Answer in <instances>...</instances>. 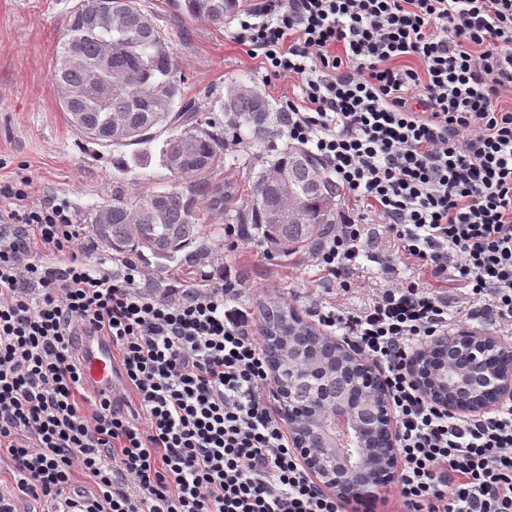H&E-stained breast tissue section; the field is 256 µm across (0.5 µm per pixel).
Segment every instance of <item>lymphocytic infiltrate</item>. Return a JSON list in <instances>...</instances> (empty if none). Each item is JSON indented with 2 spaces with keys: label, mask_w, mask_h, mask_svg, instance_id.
I'll use <instances>...</instances> for the list:
<instances>
[{
  "label": "lymphocytic infiltrate",
  "mask_w": 512,
  "mask_h": 512,
  "mask_svg": "<svg viewBox=\"0 0 512 512\" xmlns=\"http://www.w3.org/2000/svg\"><path fill=\"white\" fill-rule=\"evenodd\" d=\"M268 75L297 79L286 132L387 225L428 280L365 311L313 312L376 366L398 426L401 512H512V402L461 416L415 385L410 358L461 318L512 335V0H267L241 20ZM420 69L405 66V59ZM0 181V512H344L306 471L263 394L269 364L238 283L185 297L136 288L138 266H91L64 204ZM356 222L315 254L343 279ZM461 291L451 309L440 284ZM107 337L134 401L84 394L80 336ZM88 479L76 487L75 471Z\"/></svg>",
  "instance_id": "obj_1"
}]
</instances>
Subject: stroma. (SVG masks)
Wrapping results in <instances>:
<instances>
[{"label":"stroma","mask_w":512,"mask_h":512,"mask_svg":"<svg viewBox=\"0 0 512 512\" xmlns=\"http://www.w3.org/2000/svg\"><path fill=\"white\" fill-rule=\"evenodd\" d=\"M75 2L0 0V180L30 177V204L67 205L80 226L84 259L96 265L113 254L91 235L90 214L112 200L113 154L128 158L136 148L124 146L115 153L89 142L71 128L62 110L53 61L66 13ZM139 2L164 29L188 79L189 95L202 103L219 104L233 81L254 87L279 108L297 93V80H266L259 56L240 36L238 19L217 24L179 14L172 0ZM363 219L366 253L347 273L344 287L323 278L313 254L276 247L263 235L220 244V212L208 213L203 224L212 248L208 259L162 270L152 257L137 258L141 274L136 286L150 294L162 279L178 296L229 277L240 285L237 307L256 324L261 304L269 301L296 308L306 319L325 303L356 313L368 307L378 289L418 274L393 250L385 226L370 216Z\"/></svg>","instance_id":"obj_1"}]
</instances>
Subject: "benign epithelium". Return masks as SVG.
Instances as JSON below:
<instances>
[{
    "label": "benign epithelium",
    "instance_id": "1",
    "mask_svg": "<svg viewBox=\"0 0 512 512\" xmlns=\"http://www.w3.org/2000/svg\"><path fill=\"white\" fill-rule=\"evenodd\" d=\"M494 350L511 352L512 347L474 331L459 329L436 337L429 347L417 352L411 359L410 371L422 393L438 405L461 414H485L512 401V365L489 369V354ZM438 356L453 362L462 359L464 367L484 370L487 388L467 398L458 396L455 386L438 368ZM352 362L355 381L350 398L364 412L360 419L348 403L341 402L329 410L321 403L306 406L287 401L281 391H276L288 422L291 443L307 471L321 486L347 502L380 492L398 475L395 453L398 434L385 384L361 356L353 355ZM325 425L331 426L338 437L352 439L359 448L355 461L346 462L343 470L327 464L324 449L331 444L319 432Z\"/></svg>",
    "mask_w": 512,
    "mask_h": 512
}]
</instances>
